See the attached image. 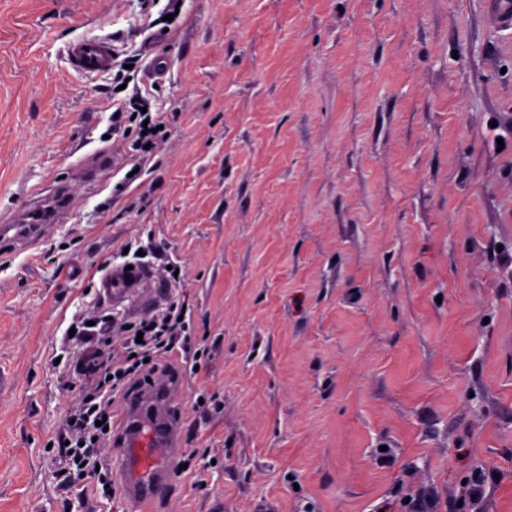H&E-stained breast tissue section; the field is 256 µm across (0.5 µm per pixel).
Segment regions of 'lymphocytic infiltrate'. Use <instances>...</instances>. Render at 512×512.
I'll list each match as a JSON object with an SVG mask.
<instances>
[{
	"label": "lymphocytic infiltrate",
	"instance_id": "obj_1",
	"mask_svg": "<svg viewBox=\"0 0 512 512\" xmlns=\"http://www.w3.org/2000/svg\"><path fill=\"white\" fill-rule=\"evenodd\" d=\"M149 104L148 98L135 94L128 105L112 113L113 129L146 127V134L137 135L134 141L139 152L146 144L156 142L155 130L161 124L159 116L146 115ZM72 326L73 340L82 343L86 351L84 379L52 446L64 459L58 477L61 490L67 493L76 488L81 497L87 498L98 495L101 487L112 481L110 464L102 453L111 434L98 422L111 415L114 396L130 382L150 378L175 350H182L196 366L208 352L204 346L193 344L191 310L177 296L151 317L131 322L119 360L112 357V334L117 325L111 313H101L94 324L81 319L73 321Z\"/></svg>",
	"mask_w": 512,
	"mask_h": 512
}]
</instances>
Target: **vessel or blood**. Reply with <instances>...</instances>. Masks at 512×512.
Listing matches in <instances>:
<instances>
[{"label":"vessel or blood","instance_id":"obj_1","mask_svg":"<svg viewBox=\"0 0 512 512\" xmlns=\"http://www.w3.org/2000/svg\"><path fill=\"white\" fill-rule=\"evenodd\" d=\"M71 65L86 74L107 71L112 65V45L105 40H79L67 47ZM41 235L37 224L0 226V237L28 247ZM180 385H159L127 406L128 440L123 454L124 485L135 503L154 499L170 478L171 465L181 454L182 427L168 405Z\"/></svg>","mask_w":512,"mask_h":512}]
</instances>
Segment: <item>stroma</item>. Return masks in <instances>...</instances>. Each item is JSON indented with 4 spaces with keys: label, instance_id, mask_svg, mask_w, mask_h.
Returning <instances> with one entry per match:
<instances>
[{
    "label": "stroma",
    "instance_id": "stroma-1",
    "mask_svg": "<svg viewBox=\"0 0 512 512\" xmlns=\"http://www.w3.org/2000/svg\"><path fill=\"white\" fill-rule=\"evenodd\" d=\"M181 2L0 0V220L47 218L0 258V512H399L400 485L459 512L480 469L512 512V29L486 0ZM90 38L96 76L66 55ZM136 91L168 129L144 158L112 130ZM134 238L156 253L108 308L179 295L209 350L162 363L190 469L143 505L63 494L46 447L65 332ZM112 44L105 40H78L67 46L71 65L86 74L107 71L112 65Z\"/></svg>",
    "mask_w": 512,
    "mask_h": 512
}]
</instances>
